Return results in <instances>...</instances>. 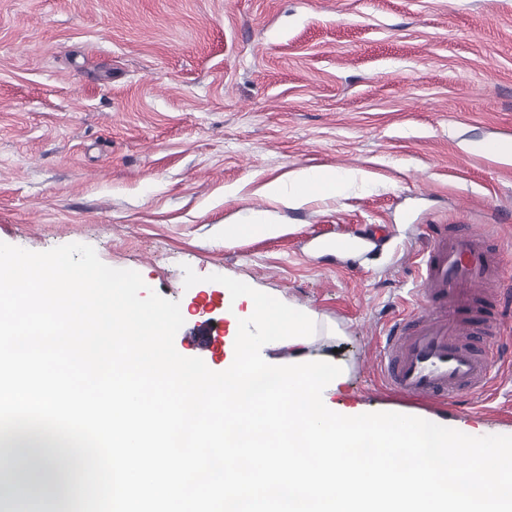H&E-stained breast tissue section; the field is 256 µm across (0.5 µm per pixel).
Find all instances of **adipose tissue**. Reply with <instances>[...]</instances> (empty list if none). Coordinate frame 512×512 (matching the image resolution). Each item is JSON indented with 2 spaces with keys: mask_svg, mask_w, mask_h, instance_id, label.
<instances>
[{
  "mask_svg": "<svg viewBox=\"0 0 512 512\" xmlns=\"http://www.w3.org/2000/svg\"><path fill=\"white\" fill-rule=\"evenodd\" d=\"M364 174L356 169L313 167L289 172L265 182L260 192L270 201L297 207L313 196H341L363 183Z\"/></svg>",
  "mask_w": 512,
  "mask_h": 512,
  "instance_id": "obj_1",
  "label": "adipose tissue"
}]
</instances>
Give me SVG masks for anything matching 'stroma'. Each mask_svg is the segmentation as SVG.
<instances>
[{"mask_svg":"<svg viewBox=\"0 0 512 512\" xmlns=\"http://www.w3.org/2000/svg\"><path fill=\"white\" fill-rule=\"evenodd\" d=\"M491 138H512V0H0V241L137 271L186 310L177 351L217 372L233 326L211 275L310 309L343 332L315 346L349 368L342 410L512 433V367L452 406L370 368L414 307L430 225L492 232L512 264V163L460 147ZM320 165L368 186L298 208L259 193ZM261 211L286 233L225 242Z\"/></svg>","mask_w":512,"mask_h":512,"instance_id":"obj_1","label":"stroma"}]
</instances>
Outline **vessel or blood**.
Instances as JSON below:
<instances>
[{"label": "vessel or blood", "instance_id": "obj_1", "mask_svg": "<svg viewBox=\"0 0 512 512\" xmlns=\"http://www.w3.org/2000/svg\"><path fill=\"white\" fill-rule=\"evenodd\" d=\"M487 238L470 224L433 237L419 275L421 309L392 326L375 360L384 387L435 404L488 391L512 337L490 305L506 267Z\"/></svg>", "mask_w": 512, "mask_h": 512}]
</instances>
